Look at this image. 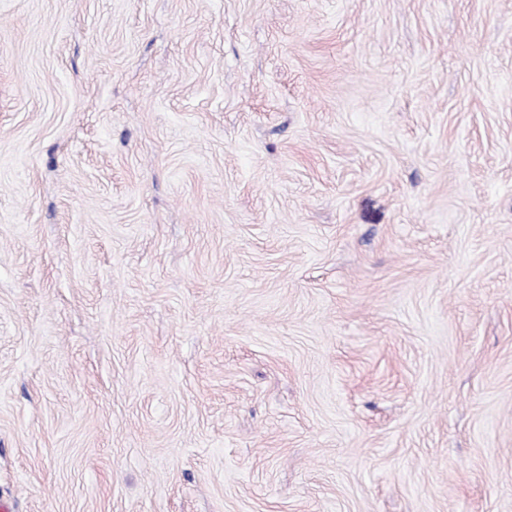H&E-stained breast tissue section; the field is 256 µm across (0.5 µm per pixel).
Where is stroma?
<instances>
[{
	"instance_id": "35a3bbf8",
	"label": "stroma",
	"mask_w": 512,
	"mask_h": 512,
	"mask_svg": "<svg viewBox=\"0 0 512 512\" xmlns=\"http://www.w3.org/2000/svg\"><path fill=\"white\" fill-rule=\"evenodd\" d=\"M512 512V0H0V507Z\"/></svg>"
}]
</instances>
